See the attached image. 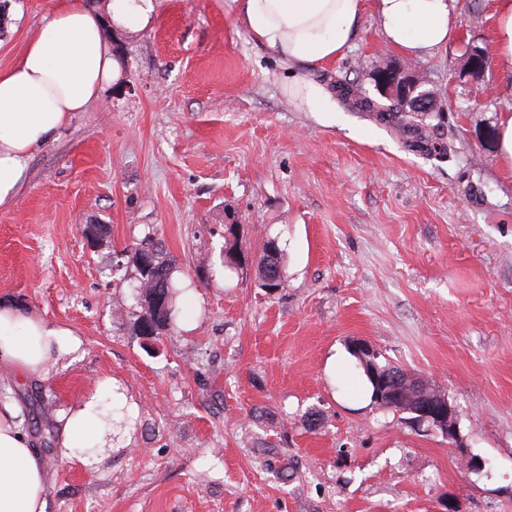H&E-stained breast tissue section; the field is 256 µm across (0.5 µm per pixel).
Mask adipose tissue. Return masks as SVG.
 Returning <instances> with one entry per match:
<instances>
[{
  "label": "adipose tissue",
  "instance_id": "adipose-tissue-1",
  "mask_svg": "<svg viewBox=\"0 0 512 512\" xmlns=\"http://www.w3.org/2000/svg\"><path fill=\"white\" fill-rule=\"evenodd\" d=\"M160 0H108L105 12L86 0H56L48 21L0 69V206L22 191L34 152L54 141L72 113L86 111L122 79L103 35L112 26L134 37L152 27ZM254 41L284 61L327 63L342 56L360 27L363 0H224ZM381 34L416 59L455 37L457 0H374ZM494 63L512 76V0H494ZM82 338L16 303L0 300V368L47 378L83 359ZM126 398L111 377L59 417L64 456L93 466L112 445L113 422L126 418ZM12 398H0V512H46L47 467Z\"/></svg>",
  "mask_w": 512,
  "mask_h": 512
}]
</instances>
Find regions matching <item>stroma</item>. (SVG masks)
Segmentation results:
<instances>
[{
    "label": "stroma",
    "mask_w": 512,
    "mask_h": 512,
    "mask_svg": "<svg viewBox=\"0 0 512 512\" xmlns=\"http://www.w3.org/2000/svg\"><path fill=\"white\" fill-rule=\"evenodd\" d=\"M53 4L0 0V68ZM493 34V0H458L455 39L416 59L443 90L452 147L429 161L368 118L283 91L347 74L375 93V58L402 57L372 5L324 64L282 63L224 0H161L151 29L107 31L122 81L34 153L0 208V299L71 326L86 351L44 380L0 371V392L42 408L37 442L100 377L136 407L94 467L53 449L48 512H512V167L497 152L512 82L487 70L479 100L461 73L467 45ZM233 220L246 260L230 270ZM150 230L192 307L154 338L116 313L134 301L112 285L114 255L130 263ZM269 238L288 280L273 295L253 264ZM356 339L442 387L457 443L365 400L354 360L329 370ZM285 91L294 101L309 112H334L324 89L303 79H294L285 84Z\"/></svg>",
    "instance_id": "1"
}]
</instances>
